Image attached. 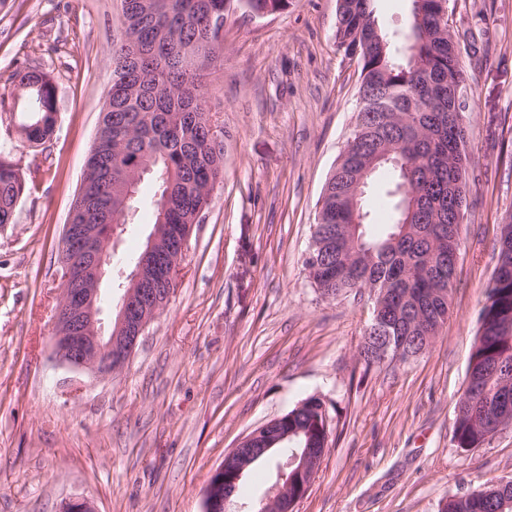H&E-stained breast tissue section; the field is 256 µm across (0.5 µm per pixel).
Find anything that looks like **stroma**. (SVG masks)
<instances>
[{"label":"stroma","mask_w":512,"mask_h":512,"mask_svg":"<svg viewBox=\"0 0 512 512\" xmlns=\"http://www.w3.org/2000/svg\"><path fill=\"white\" fill-rule=\"evenodd\" d=\"M337 0L253 16L235 0L206 105L224 180L195 226L175 291L118 374L75 377L53 354L59 239L112 81L120 0H7L0 95L20 66L48 73L57 123L44 149L0 123L28 187L0 226V512H203L212 472L258 426L323 399L332 435L297 512H438L512 479V426L453 441L500 227L512 220V0H449L469 75L468 187L454 314L418 356L366 368L371 304L327 298L305 268L316 204L355 126L358 61L336 42ZM151 188L100 285L110 319L152 229Z\"/></svg>","instance_id":"1"}]
</instances>
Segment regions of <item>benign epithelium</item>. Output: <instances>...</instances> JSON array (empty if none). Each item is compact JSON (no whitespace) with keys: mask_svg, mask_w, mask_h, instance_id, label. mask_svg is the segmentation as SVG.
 I'll return each mask as SVG.
<instances>
[{"mask_svg":"<svg viewBox=\"0 0 512 512\" xmlns=\"http://www.w3.org/2000/svg\"><path fill=\"white\" fill-rule=\"evenodd\" d=\"M112 186V175L103 171L97 184L82 177L70 219L63 226L62 238L70 242L79 238L84 249L65 248L62 253V289L55 307L52 329L58 363L68 370L99 377L121 370L133 353L139 336L163 307L153 300L152 290L141 287L142 269L153 264L158 254L157 237L149 238L142 254V265L129 275L128 286L116 305L115 315L104 324L100 315V283L110 263L112 240H102L101 232L112 229V200L100 188ZM95 203L103 220L101 224H81L78 216L84 206ZM90 281L91 288H72L73 282ZM290 437L285 416L260 426L224 455V461L212 474L204 493L203 512H224L245 470L254 458L270 450L268 444L285 442ZM325 449L306 448L295 452L285 464L277 481L265 496L266 505L274 512H293L295 505L308 492ZM61 512H96L84 497L62 503Z\"/></svg>","mask_w":512,"mask_h":512,"instance_id":"obj_1","label":"benign epithelium"}]
</instances>
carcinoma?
I'll list each match as a JSON object with an SVG mask.
<instances>
[{"label":"carcinoma","mask_w":512,"mask_h":512,"mask_svg":"<svg viewBox=\"0 0 512 512\" xmlns=\"http://www.w3.org/2000/svg\"><path fill=\"white\" fill-rule=\"evenodd\" d=\"M233 0H121L138 43L128 54L112 48L109 147L89 157L86 170L112 172V211L127 224L137 198L125 186L140 177L156 186L153 224L177 238L209 193L223 180L224 141L213 132L205 107L208 71L223 57L224 35L211 20L224 18ZM258 16L284 10L288 0H244ZM336 41L360 49L361 86L379 91L367 104L368 125L352 134L354 154L338 166L318 200L316 224L305 259L322 295H365L372 303L369 336L384 337L386 358L362 337L366 368L406 361L422 352L419 337L439 330L452 316L451 291L462 242L455 238V211L463 208L469 164L467 130L458 117L465 78L460 53L439 26V0H409V22L390 34L378 23L374 0H343ZM27 108L19 118L21 142L46 143L56 125L55 85L49 74L17 68L10 76ZM393 149L400 164L388 170L385 197L392 212L380 234L355 223L349 188L356 172L376 152ZM26 182L11 152L0 148V224L14 218ZM481 326L469 357L467 385L455 406L454 441L476 448L497 425L512 424V223L501 227L494 275L486 287ZM321 399L309 397L288 411L300 434L288 449L261 456L281 471L291 450L322 448ZM440 512H512V482L490 479L483 488L455 494Z\"/></svg>","instance_id":"1"}]
</instances>
